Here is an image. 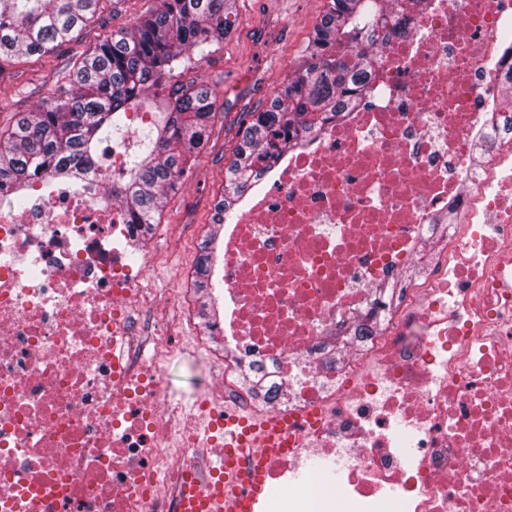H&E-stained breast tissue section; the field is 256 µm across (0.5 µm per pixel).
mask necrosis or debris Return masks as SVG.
Instances as JSON below:
<instances>
[{
  "instance_id": "1",
  "label": "necrosis or debris",
  "mask_w": 512,
  "mask_h": 512,
  "mask_svg": "<svg viewBox=\"0 0 512 512\" xmlns=\"http://www.w3.org/2000/svg\"><path fill=\"white\" fill-rule=\"evenodd\" d=\"M388 21L356 106L260 162L210 300L126 260L147 245L116 194L148 113L76 187L0 206V512H184L199 454L223 452L276 512H512V0ZM206 302L224 344L170 399L160 366ZM275 416L287 449L260 455Z\"/></svg>"
}]
</instances>
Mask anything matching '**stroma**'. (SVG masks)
I'll return each instance as SVG.
<instances>
[{
  "instance_id": "obj_1",
  "label": "stroma",
  "mask_w": 512,
  "mask_h": 512,
  "mask_svg": "<svg viewBox=\"0 0 512 512\" xmlns=\"http://www.w3.org/2000/svg\"><path fill=\"white\" fill-rule=\"evenodd\" d=\"M160 0H109L83 33L55 53L23 56L0 72V130L50 101L72 55L92 47L113 30L131 26L153 12ZM238 18L224 41L196 65L176 67L169 89L206 83L215 95V112L205 148L190 158L189 170L170 194L155 229L150 250L160 261L147 271L148 287L165 292L174 287L182 266L196 253L201 228L212 222L224 190V172L237 144L242 113L269 106L274 94L304 62V48L327 0H236ZM211 363L210 349L186 347L162 364L167 392L194 395Z\"/></svg>"
}]
</instances>
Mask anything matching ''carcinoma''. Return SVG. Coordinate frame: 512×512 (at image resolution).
Segmentation results:
<instances>
[{
	"instance_id": "carcinoma-1",
	"label": "carcinoma",
	"mask_w": 512,
	"mask_h": 512,
	"mask_svg": "<svg viewBox=\"0 0 512 512\" xmlns=\"http://www.w3.org/2000/svg\"><path fill=\"white\" fill-rule=\"evenodd\" d=\"M102 0H0V70L20 56L51 53L72 39ZM387 0H328L306 46L305 63L278 91L269 108L247 113L226 167L214 223L232 217L250 187L254 167L272 149L286 150L283 134L310 135L349 104L348 85L377 64L373 47L387 28ZM236 22L235 0H161L151 14L121 28L75 57L56 95L0 132V191L16 205L35 178H78L98 142L127 132L126 113L149 108L164 120L143 134L130 156L118 201L131 223L149 236L165 200L186 174L188 159L209 138L215 99L200 83L166 92L174 62L185 53L204 56ZM211 239L201 246L196 287H209Z\"/></svg>"
}]
</instances>
